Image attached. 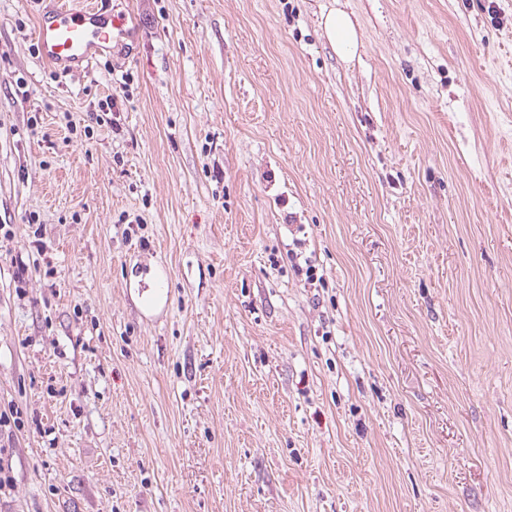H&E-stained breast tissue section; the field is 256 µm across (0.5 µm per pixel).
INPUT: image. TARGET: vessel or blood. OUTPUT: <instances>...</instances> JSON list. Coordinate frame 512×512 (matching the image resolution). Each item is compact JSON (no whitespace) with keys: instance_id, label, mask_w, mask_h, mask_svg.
I'll return each mask as SVG.
<instances>
[{"instance_id":"obj_1","label":"vessel or blood","mask_w":512,"mask_h":512,"mask_svg":"<svg viewBox=\"0 0 512 512\" xmlns=\"http://www.w3.org/2000/svg\"><path fill=\"white\" fill-rule=\"evenodd\" d=\"M125 23L95 7L73 9L55 0L39 15L34 38L42 61L70 73L87 68L100 49L124 37Z\"/></svg>"}]
</instances>
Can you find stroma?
Here are the masks:
<instances>
[{
	"label": "stroma",
	"mask_w": 512,
	"mask_h": 512,
	"mask_svg": "<svg viewBox=\"0 0 512 512\" xmlns=\"http://www.w3.org/2000/svg\"><path fill=\"white\" fill-rule=\"evenodd\" d=\"M99 3L0 0V512H512V0ZM125 17L96 7L68 8L54 3L39 16L34 29L42 61L61 73L87 68L106 44L127 35ZM320 25L337 55L344 62L352 61L360 41L350 16L343 10H331L321 17Z\"/></svg>",
	"instance_id": "1"
}]
</instances>
